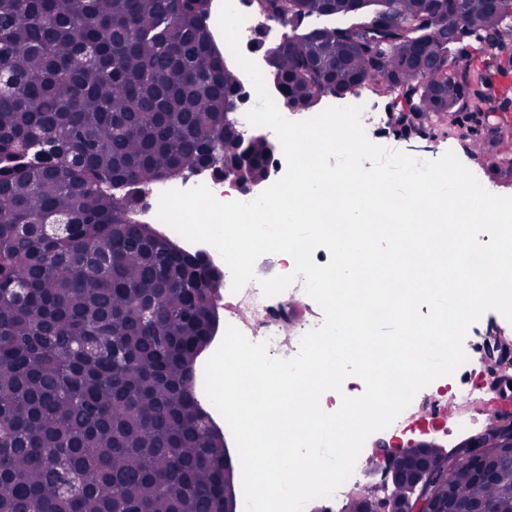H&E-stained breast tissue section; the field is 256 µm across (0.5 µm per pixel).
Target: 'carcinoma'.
Returning <instances> with one entry per match:
<instances>
[{
    "label": "carcinoma",
    "instance_id": "1",
    "mask_svg": "<svg viewBox=\"0 0 512 512\" xmlns=\"http://www.w3.org/2000/svg\"><path fill=\"white\" fill-rule=\"evenodd\" d=\"M256 0L292 28L270 65L282 99L310 111L368 82L424 122L485 112L491 64L457 68L459 31L512 41V0ZM354 16L310 27L317 16ZM204 0H0V512H224L236 507L224 438L188 374L212 343L216 269L131 222L140 199L100 184L150 186L184 166L241 168L273 153L240 141L225 113L236 70L204 23ZM66 228L55 235L46 228ZM474 451L425 448L391 481L390 512L479 501L512 512V468L489 481ZM351 497L342 512H379Z\"/></svg>",
    "mask_w": 512,
    "mask_h": 512
}]
</instances>
